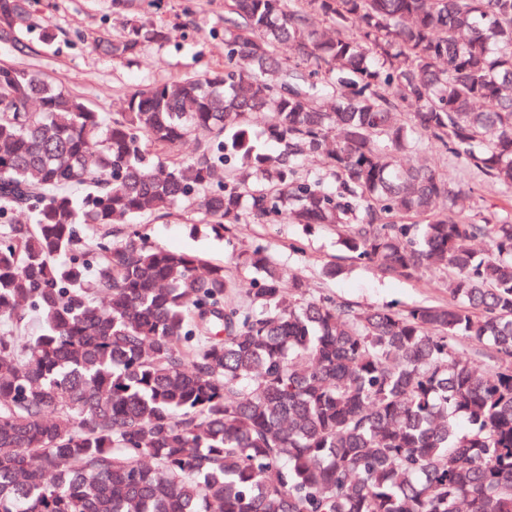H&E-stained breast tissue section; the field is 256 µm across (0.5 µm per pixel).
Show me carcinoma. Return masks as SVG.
<instances>
[{"label":"carcinoma","mask_w":512,"mask_h":512,"mask_svg":"<svg viewBox=\"0 0 512 512\" xmlns=\"http://www.w3.org/2000/svg\"><path fill=\"white\" fill-rule=\"evenodd\" d=\"M219 36L224 69L118 113L0 60V512H512V219L406 162L425 141L512 190V0H224ZM191 199L221 229L345 224L360 260L447 271L448 303L309 298L256 247L239 304L224 266L140 232Z\"/></svg>","instance_id":"cac0c4a2"}]
</instances>
